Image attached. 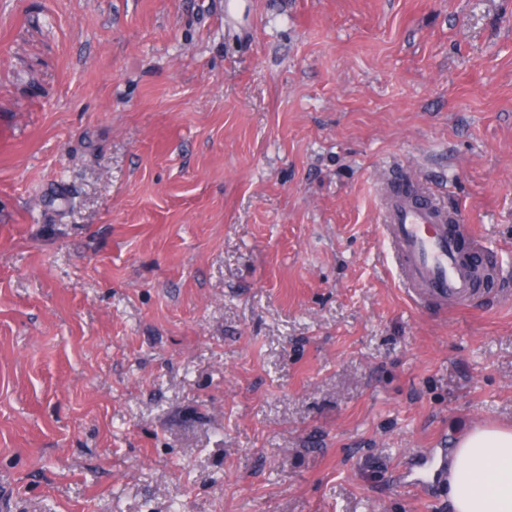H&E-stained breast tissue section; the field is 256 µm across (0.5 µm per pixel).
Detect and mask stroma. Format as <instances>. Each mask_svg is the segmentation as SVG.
<instances>
[{"instance_id": "stroma-1", "label": "stroma", "mask_w": 512, "mask_h": 512, "mask_svg": "<svg viewBox=\"0 0 512 512\" xmlns=\"http://www.w3.org/2000/svg\"><path fill=\"white\" fill-rule=\"evenodd\" d=\"M405 172L498 263L399 288ZM512 427V0H0L10 512H450ZM406 487L428 493L448 473L451 512H512V429L476 426L458 440L449 465L446 448H428Z\"/></svg>"}]
</instances>
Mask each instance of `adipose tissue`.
Instances as JSON below:
<instances>
[{
  "label": "adipose tissue",
  "instance_id": "1",
  "mask_svg": "<svg viewBox=\"0 0 512 512\" xmlns=\"http://www.w3.org/2000/svg\"><path fill=\"white\" fill-rule=\"evenodd\" d=\"M448 502L451 512H512V429L477 426L459 438Z\"/></svg>",
  "mask_w": 512,
  "mask_h": 512
}]
</instances>
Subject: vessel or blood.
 <instances>
[{
    "instance_id": "b4317fda",
    "label": "vessel or blood",
    "mask_w": 512,
    "mask_h": 512,
    "mask_svg": "<svg viewBox=\"0 0 512 512\" xmlns=\"http://www.w3.org/2000/svg\"><path fill=\"white\" fill-rule=\"evenodd\" d=\"M378 201L383 238L407 298L437 310L475 307L487 292L488 255L484 241L461 224L458 212L401 177L384 185ZM447 468L446 449L430 448L401 480L426 493Z\"/></svg>"
}]
</instances>
